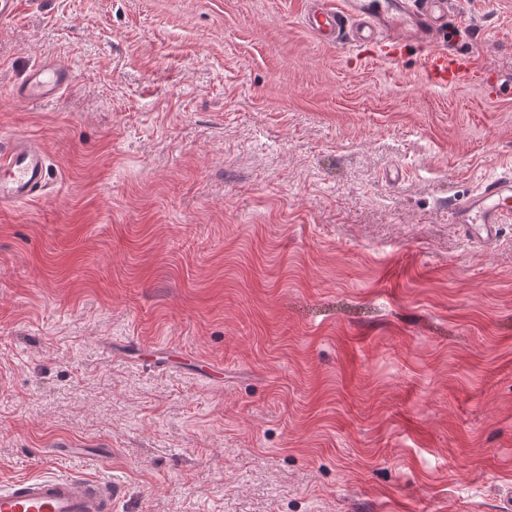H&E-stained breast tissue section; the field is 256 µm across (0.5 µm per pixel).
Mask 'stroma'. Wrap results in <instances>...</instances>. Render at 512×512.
<instances>
[{
	"label": "stroma",
	"instance_id": "1",
	"mask_svg": "<svg viewBox=\"0 0 512 512\" xmlns=\"http://www.w3.org/2000/svg\"><path fill=\"white\" fill-rule=\"evenodd\" d=\"M307 6L0 19V137L50 159L0 207V481L116 480L113 512H506L512 223L472 244L448 203L512 165V0H460L445 46L477 76L450 87L414 44H322ZM44 63L71 87L16 100Z\"/></svg>",
	"mask_w": 512,
	"mask_h": 512
}]
</instances>
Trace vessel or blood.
<instances>
[{
  "mask_svg": "<svg viewBox=\"0 0 512 512\" xmlns=\"http://www.w3.org/2000/svg\"><path fill=\"white\" fill-rule=\"evenodd\" d=\"M454 0H323L305 17L306 27L327 45L349 44L389 50L394 30H404L426 46L423 73L427 80L455 85L470 78L468 56L434 49ZM72 84L63 64L37 66L15 95L38 100L59 94ZM49 161L41 146L23 139L0 140V206L33 201L46 193ZM453 223L466 224L478 242L496 240L500 224L512 221V172L487 181L474 194L449 204ZM117 481L84 476L47 475L18 479L0 486V512H112L122 495Z\"/></svg>",
  "mask_w": 512,
  "mask_h": 512,
  "instance_id": "obj_1",
  "label": "vessel or blood"
}]
</instances>
